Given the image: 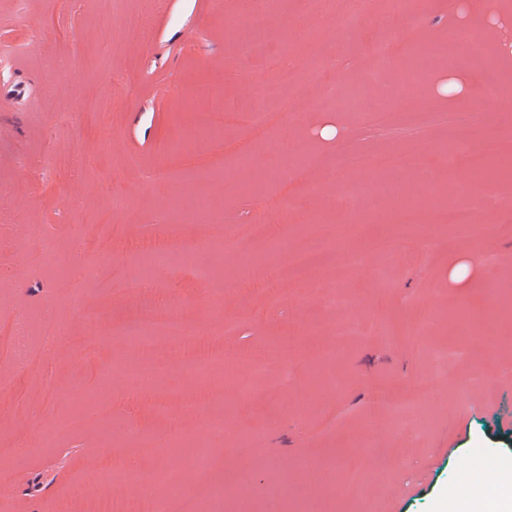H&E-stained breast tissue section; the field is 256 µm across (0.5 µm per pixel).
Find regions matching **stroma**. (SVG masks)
I'll return each instance as SVG.
<instances>
[{"mask_svg": "<svg viewBox=\"0 0 512 512\" xmlns=\"http://www.w3.org/2000/svg\"><path fill=\"white\" fill-rule=\"evenodd\" d=\"M486 2L426 0L415 48L393 63L409 69L421 49L453 35L469 51L437 55L433 75L470 78L476 57L483 83L404 107L380 105L372 87L351 115L326 109L330 93L313 64L329 59L342 77L364 80L380 65L371 41L399 19L373 13L340 32L332 11L313 18L304 0H274L236 28L240 0H0V230L46 229L65 251L79 235L104 255L95 279L60 282L38 276L37 251H0L14 273L0 283V336L41 307L34 341L49 355L19 388L0 350V512H56L106 451L139 467L159 497L164 489L151 480L159 469L201 510L213 491L231 490L224 512H304L311 498L320 512H433L466 465L512 458V181L472 188L469 167L449 168L437 153L453 137L485 141L474 113L512 115V57L498 54L495 26L471 24ZM133 29L148 35L130 40ZM287 41L299 73L291 94L307 104L305 124L285 128L295 156L275 171L260 153L232 168L218 143L193 140L189 149L214 162L204 174L184 168L170 149L183 127L217 105L248 112L254 88L276 79ZM324 123L341 137L320 139ZM384 168L420 177L426 192L392 197L369 223L343 188ZM284 178L311 185L285 210L274 205ZM108 184L123 207H113ZM237 184L247 193L234 192ZM447 203L467 208L468 222L444 223ZM407 208L409 227L396 221ZM261 210L287 226V251L270 263L241 240L188 288L165 264L138 278L104 235L109 222L136 239H188L203 250ZM313 239L331 253L311 279L288 266L290 250ZM462 265L468 277L453 279ZM489 281L495 292L484 291ZM156 292L165 301L142 315L152 359L172 347H226L212 380L220 399L181 379L180 452L165 457L145 437L168 422L127 400L121 383L85 395L135 333L127 306ZM460 305L468 322L450 316ZM435 348L448 354L436 377ZM417 401L421 409L392 427V409ZM203 435L211 468L200 474L183 461ZM246 473L266 475L265 490L242 487Z\"/></svg>", "mask_w": 512, "mask_h": 512, "instance_id": "1", "label": "stroma"}]
</instances>
